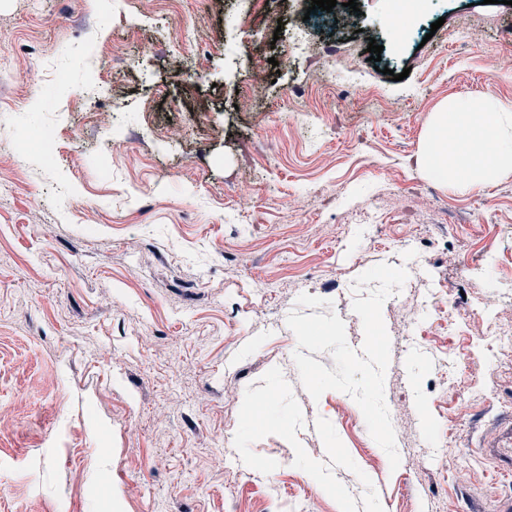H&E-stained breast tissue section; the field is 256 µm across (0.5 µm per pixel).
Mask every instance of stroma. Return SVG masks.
I'll use <instances>...</instances> for the list:
<instances>
[{
    "instance_id": "stroma-1",
    "label": "stroma",
    "mask_w": 512,
    "mask_h": 512,
    "mask_svg": "<svg viewBox=\"0 0 512 512\" xmlns=\"http://www.w3.org/2000/svg\"><path fill=\"white\" fill-rule=\"evenodd\" d=\"M357 3L338 43L305 0H0V512L512 497V344L479 317L512 323V175L416 165L449 98L512 104V5L424 0L398 37L391 0ZM20 129L52 143L12 153Z\"/></svg>"
}]
</instances>
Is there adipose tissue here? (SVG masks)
Here are the masks:
<instances>
[{
	"mask_svg": "<svg viewBox=\"0 0 512 512\" xmlns=\"http://www.w3.org/2000/svg\"><path fill=\"white\" fill-rule=\"evenodd\" d=\"M417 166L467 188L494 183L512 172V106L493 96L453 97L429 121Z\"/></svg>",
	"mask_w": 512,
	"mask_h": 512,
	"instance_id": "1",
	"label": "adipose tissue"
}]
</instances>
